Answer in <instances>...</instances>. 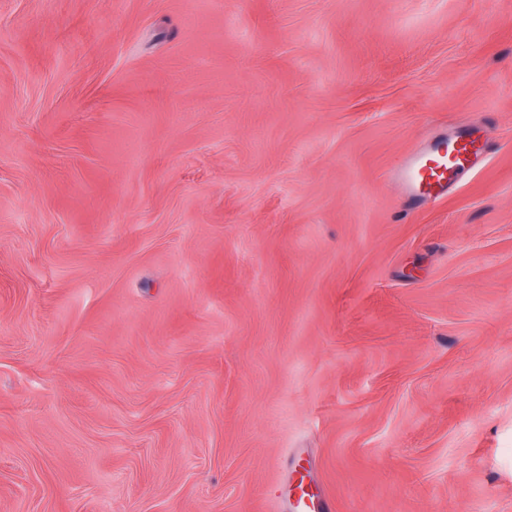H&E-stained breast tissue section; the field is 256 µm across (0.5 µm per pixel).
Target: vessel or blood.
I'll return each mask as SVG.
<instances>
[{
  "label": "vessel or blood",
  "instance_id": "1",
  "mask_svg": "<svg viewBox=\"0 0 512 512\" xmlns=\"http://www.w3.org/2000/svg\"><path fill=\"white\" fill-rule=\"evenodd\" d=\"M487 139L481 127L436 133L414 151L399 174L407 194L420 201L447 197L459 176L482 168L488 161Z\"/></svg>",
  "mask_w": 512,
  "mask_h": 512
}]
</instances>
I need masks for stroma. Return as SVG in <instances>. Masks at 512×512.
I'll use <instances>...</instances> for the list:
<instances>
[{
  "label": "stroma",
  "mask_w": 512,
  "mask_h": 512,
  "mask_svg": "<svg viewBox=\"0 0 512 512\" xmlns=\"http://www.w3.org/2000/svg\"><path fill=\"white\" fill-rule=\"evenodd\" d=\"M300 483L512 512V0H0V512ZM488 157L487 139L481 127H457L449 141L444 133L430 136L409 156L398 177L410 197L436 201L448 196L458 176L482 168Z\"/></svg>",
  "instance_id": "stroma-1"
}]
</instances>
